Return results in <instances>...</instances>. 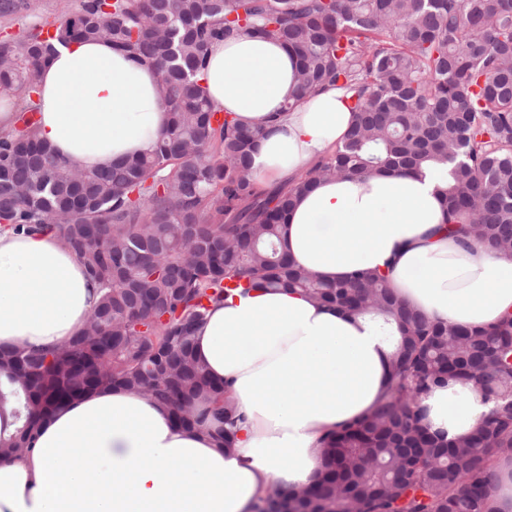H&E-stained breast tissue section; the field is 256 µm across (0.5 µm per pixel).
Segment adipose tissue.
<instances>
[{"instance_id": "1", "label": "adipose tissue", "mask_w": 512, "mask_h": 512, "mask_svg": "<svg viewBox=\"0 0 512 512\" xmlns=\"http://www.w3.org/2000/svg\"><path fill=\"white\" fill-rule=\"evenodd\" d=\"M200 82L217 109L260 129L253 170L264 186L318 162L355 120L336 89L283 111L295 59L275 41L213 43ZM40 84L39 138L87 169L148 151L170 121L153 67L106 40L57 45ZM440 184L435 171L321 181L288 217V254L329 281L386 272L429 319L486 329L512 315V258L451 232ZM99 297L54 227L0 229V346L68 342ZM396 343L381 317L286 289L213 305L195 355L212 379L229 383L246 417L232 451L206 430L175 427L164 406L135 392L99 390L53 411L31 452L0 458V512H250L270 486L317 479L325 435L385 396ZM420 406L423 424L447 439L468 436L490 408L471 383L434 389Z\"/></svg>"}]
</instances>
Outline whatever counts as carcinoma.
<instances>
[{
  "label": "carcinoma",
  "instance_id": "carcinoma-1",
  "mask_svg": "<svg viewBox=\"0 0 512 512\" xmlns=\"http://www.w3.org/2000/svg\"><path fill=\"white\" fill-rule=\"evenodd\" d=\"M0 0V16L31 10ZM0 41V94L23 127L0 135V222L17 233L55 226L93 282L99 304L83 332L54 349H0V402L17 434L0 450L34 448L50 410L104 388L165 405L177 427L234 448L245 421L194 355L215 303L257 286L295 289L348 311L381 314L401 332L385 399L325 438L319 479L251 512H491V470L512 455V316L485 331L431 321L385 275L328 283L279 249L294 198L324 178L441 166L446 214L493 255L512 241V0H83L38 38ZM242 33L296 57L298 87L283 111L329 89L358 120L347 141L289 184L252 172L255 133L208 100L198 75L208 47ZM105 38L155 69L169 127L143 155L85 170L35 135L41 67L53 42ZM477 378L489 413L464 445L420 423L433 388ZM205 392L211 406L191 397Z\"/></svg>",
  "mask_w": 512,
  "mask_h": 512
}]
</instances>
